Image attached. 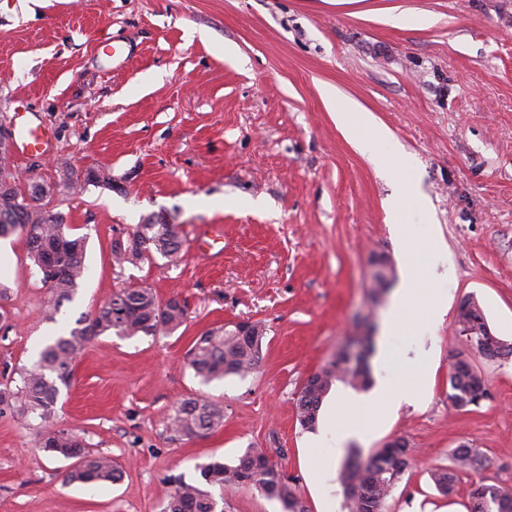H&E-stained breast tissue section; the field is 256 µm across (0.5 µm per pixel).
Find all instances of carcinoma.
Here are the masks:
<instances>
[{"label":"carcinoma","mask_w":512,"mask_h":512,"mask_svg":"<svg viewBox=\"0 0 512 512\" xmlns=\"http://www.w3.org/2000/svg\"><path fill=\"white\" fill-rule=\"evenodd\" d=\"M41 197L33 189L17 187L0 191V237L14 234L26 240L29 258L41 275V282L51 293L53 311L73 300L83 279L86 238L70 234L63 217L37 204ZM134 237L115 240L111 245L113 261L120 267L139 266L155 255L176 258L183 246L179 224H138ZM172 298L158 299L148 286L122 288L100 305L90 317L76 321L68 334L45 345L29 369L18 372L20 385L14 390H0V405H17L19 414L40 423H50L57 416L59 385L67 386L75 359L91 338L115 332L118 336H155L172 334L187 320L186 310L177 308ZM457 322L475 332L474 340L484 348L483 355L493 359L512 356V343L491 334L478 301H462ZM265 332L240 335L223 326L207 329L196 336L187 351L186 363L195 376L208 383L226 376H244L260 360ZM372 341L364 351L352 353L342 346L331 360L304 381L298 397V421L302 428L316 426L324 397L341 382L353 389H364L371 382L368 359L373 354ZM448 398L460 411L478 407L489 397L488 384L472 362L459 354L452 363ZM224 424V407L201 398H183L176 402L169 416L171 429L186 437L202 436ZM40 447L50 455L70 461L64 482L115 483L122 472L108 456L91 451L85 441L67 430H48ZM452 465L439 467L430 478L438 493L446 498L455 494L458 471L475 470L481 465L477 452L467 444L451 451ZM414 462V451L398 439L367 458L358 448L349 450L340 470V481L347 512H387L388 500L397 482ZM202 483L230 490L248 486L281 502L284 512H306L290 478L260 448L247 449L234 465L210 461L198 466ZM200 483V484H202ZM197 482L182 478L166 494L164 512H216L212 495ZM468 512H512V492L482 481L472 484Z\"/></svg>","instance_id":"1"}]
</instances>
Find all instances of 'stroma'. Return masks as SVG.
Wrapping results in <instances>:
<instances>
[{"label": "stroma", "instance_id": "35a3bbf8", "mask_svg": "<svg viewBox=\"0 0 512 512\" xmlns=\"http://www.w3.org/2000/svg\"><path fill=\"white\" fill-rule=\"evenodd\" d=\"M396 8L434 21L384 24ZM104 42L123 45L124 61L102 54ZM228 42L237 57H225ZM327 90L387 128L390 173L337 126ZM17 110L52 137L50 153L12 157L19 187L65 171L83 181L42 204L86 237L88 272L52 311L24 238L0 240V388L119 289L150 286L188 314L170 335L93 339L60 390L56 428L119 464L118 483L64 484L69 463L42 450L37 421L0 410V512H162L173 478L195 480L198 465H232L249 448L282 467L308 512L329 502L346 512L335 445L307 447L299 391L348 337L382 326L406 277L448 302L442 320L390 339L424 362L430 386L414 404L348 410L371 423L363 453L395 438L416 451L388 512H467L479 480L512 489V359L484 358L456 323L475 297L512 343V0H0V120ZM90 171L111 188L85 184ZM148 221L187 239L223 225L224 253L185 247L173 262L118 267L113 238ZM396 222L420 247L407 270ZM381 255L393 273L379 293ZM238 321L266 328L259 364L201 383L185 363L190 343ZM459 354L490 390L468 412L448 399ZM185 397L222 404L223 425L190 439L168 430ZM463 443L483 466L460 473L448 499L430 472ZM212 494L224 512H283L251 488Z\"/></svg>", "mask_w": 512, "mask_h": 512}]
</instances>
